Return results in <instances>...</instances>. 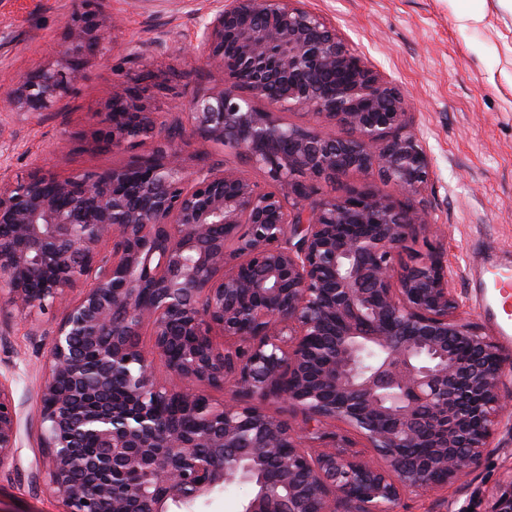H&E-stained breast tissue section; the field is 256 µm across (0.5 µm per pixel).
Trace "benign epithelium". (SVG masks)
I'll list each match as a JSON object with an SVG mask.
<instances>
[{
  "instance_id": "benign-epithelium-1",
  "label": "benign epithelium",
  "mask_w": 512,
  "mask_h": 512,
  "mask_svg": "<svg viewBox=\"0 0 512 512\" xmlns=\"http://www.w3.org/2000/svg\"><path fill=\"white\" fill-rule=\"evenodd\" d=\"M196 43L223 83L190 101L192 133L253 162L268 189L191 172L172 146L79 178L0 180V292L21 311L61 308L38 385L46 488L62 512H173L232 483L252 487L242 512H400L405 492L481 465L512 352L462 315L439 252L399 259L431 230L423 212L372 188L314 194L350 172L413 194L431 155L398 90L298 0H224ZM101 44L98 19L66 24L61 66L3 103L50 108ZM320 74L335 78L325 90ZM145 93L113 88L112 145L155 134ZM293 109L349 135L289 125ZM217 385L232 388L222 403L201 392ZM19 436L0 386V472L16 469ZM489 512H512V481Z\"/></svg>"
}]
</instances>
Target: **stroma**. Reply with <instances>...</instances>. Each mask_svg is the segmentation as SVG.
Here are the masks:
<instances>
[{
    "label": "stroma",
    "mask_w": 512,
    "mask_h": 512,
    "mask_svg": "<svg viewBox=\"0 0 512 512\" xmlns=\"http://www.w3.org/2000/svg\"><path fill=\"white\" fill-rule=\"evenodd\" d=\"M329 19L368 66L403 96L411 129L425 142L433 169L412 195L351 172L322 193L343 196L365 185L424 211L437 232L408 238L401 257L439 251L454 270L465 317L505 349L475 286L477 254L512 252V10L499 0H300ZM482 19H463L471 6ZM215 0H99L106 20L104 50L91 57L84 78L40 114L0 112V177L14 181L34 168L59 178L126 166L166 145L178 147L188 167L237 170L258 186L259 168L222 145L188 135L193 95L221 83L193 46L202 16ZM83 0H0V92L19 77L57 66L65 25ZM138 56H130V48ZM152 72L168 86L150 88L149 105L164 131L113 146L99 138L112 89ZM58 308L19 314L0 297V385L21 414L18 471L0 479V512H58L43 487L44 450L37 436L36 400L48 353L46 336ZM512 477V413L502 416L484 463L446 487L407 493L403 512H487L499 484Z\"/></svg>",
    "instance_id": "1"
}]
</instances>
